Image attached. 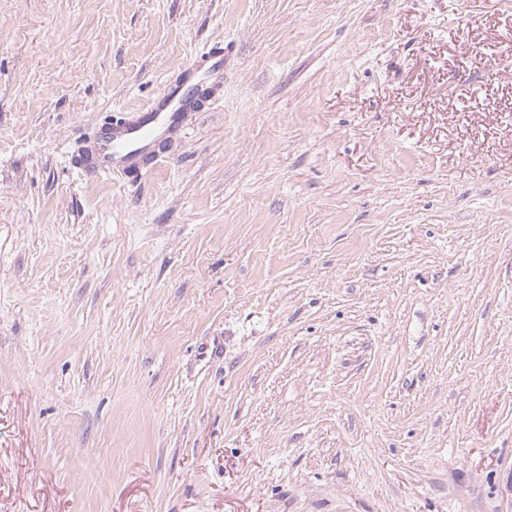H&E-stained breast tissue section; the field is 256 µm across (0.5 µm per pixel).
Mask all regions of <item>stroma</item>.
<instances>
[{"mask_svg":"<svg viewBox=\"0 0 512 512\" xmlns=\"http://www.w3.org/2000/svg\"><path fill=\"white\" fill-rule=\"evenodd\" d=\"M0 512H512V0H0ZM198 78L196 69H186L184 81L168 86L162 99L142 110L134 123L101 130L94 156L91 153L90 159L88 156L84 160L85 170L97 176H112L120 169L127 172L133 158L150 154L158 137L177 123L184 94L191 86L187 84Z\"/></svg>","mask_w":512,"mask_h":512,"instance_id":"1","label":"stroma"}]
</instances>
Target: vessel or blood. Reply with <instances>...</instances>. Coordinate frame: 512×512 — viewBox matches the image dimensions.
I'll list each match as a JSON object with an SVG mask.
<instances>
[{
    "instance_id": "vessel-or-blood-1",
    "label": "vessel or blood",
    "mask_w": 512,
    "mask_h": 512,
    "mask_svg": "<svg viewBox=\"0 0 512 512\" xmlns=\"http://www.w3.org/2000/svg\"><path fill=\"white\" fill-rule=\"evenodd\" d=\"M198 78L197 70H185L183 83L168 86L162 99L142 110L134 123L104 128L93 156L84 161L85 170L109 176L129 170L133 158L150 153L158 137L177 123L187 86Z\"/></svg>"
}]
</instances>
